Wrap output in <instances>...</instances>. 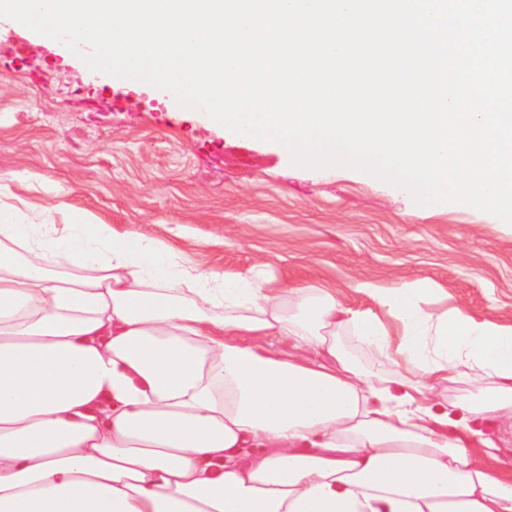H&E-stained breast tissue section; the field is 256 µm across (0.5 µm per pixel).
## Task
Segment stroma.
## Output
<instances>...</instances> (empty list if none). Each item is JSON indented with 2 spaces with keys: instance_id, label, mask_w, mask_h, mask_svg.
I'll return each mask as SVG.
<instances>
[{
  "instance_id": "1",
  "label": "stroma",
  "mask_w": 512,
  "mask_h": 512,
  "mask_svg": "<svg viewBox=\"0 0 512 512\" xmlns=\"http://www.w3.org/2000/svg\"><path fill=\"white\" fill-rule=\"evenodd\" d=\"M67 203L220 272L270 262L279 282L390 288L512 324V227L462 203L417 205L343 168L309 169L157 89L91 71L60 42L0 21V202Z\"/></svg>"
}]
</instances>
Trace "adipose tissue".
<instances>
[{"mask_svg":"<svg viewBox=\"0 0 512 512\" xmlns=\"http://www.w3.org/2000/svg\"><path fill=\"white\" fill-rule=\"evenodd\" d=\"M268 269L0 203V512H512L470 425L512 427L511 325L431 310L429 279L355 283L359 308ZM459 378L468 400L435 412ZM338 341L352 356L361 362L365 369L374 370L383 368L391 370L390 365L383 358L379 357L371 350L361 348L349 336H338Z\"/></svg>","mask_w":512,"mask_h":512,"instance_id":"ef3b65f1","label":"adipose tissue"}]
</instances>
